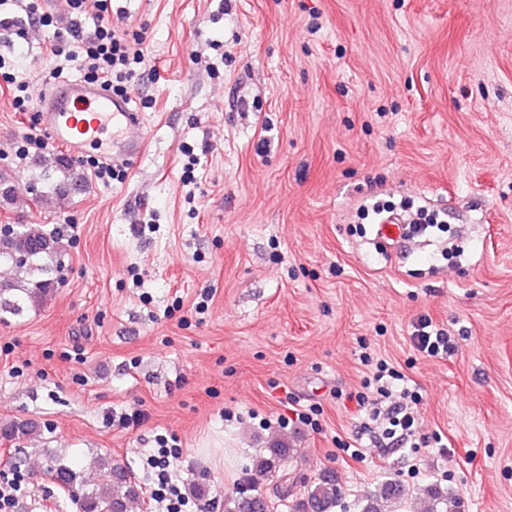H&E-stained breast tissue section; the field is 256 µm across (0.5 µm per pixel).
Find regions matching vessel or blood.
<instances>
[{"label":"vessel or blood","instance_id":"1","mask_svg":"<svg viewBox=\"0 0 512 512\" xmlns=\"http://www.w3.org/2000/svg\"><path fill=\"white\" fill-rule=\"evenodd\" d=\"M41 125L51 143L77 159L98 144L108 128L121 125L119 151L125 160L141 158L148 150L142 120L130 98L117 96L81 80L65 81L48 89L39 106Z\"/></svg>","mask_w":512,"mask_h":512}]
</instances>
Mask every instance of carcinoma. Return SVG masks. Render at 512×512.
<instances>
[{"label":"carcinoma","mask_w":512,"mask_h":512,"mask_svg":"<svg viewBox=\"0 0 512 512\" xmlns=\"http://www.w3.org/2000/svg\"><path fill=\"white\" fill-rule=\"evenodd\" d=\"M39 174L27 186L55 190L65 197L71 190L79 191L85 184V173L70 160L55 154L37 162ZM22 190L6 172L0 171V208L15 203ZM63 245L60 237L43 224H6L0 226V265L11 269L13 276L0 280V323H8L29 312L42 309L54 295L62 266ZM38 432L34 422L6 421L0 423V440L19 444ZM290 453L288 443L278 441L269 449V456L256 460L252 481L265 479L280 467ZM93 476H86V465L65 453H45L43 474L61 490L76 489L79 512H128L130 504L141 499V487L128 468L107 454H96L92 461ZM341 497L335 481L323 477L304 482V495L293 512H328ZM407 493L392 480L382 482L363 499L361 512H385L386 508L405 503ZM224 512H272L271 503L261 493L230 495L224 498Z\"/></svg>","instance_id":"carcinoma-1"}]
</instances>
